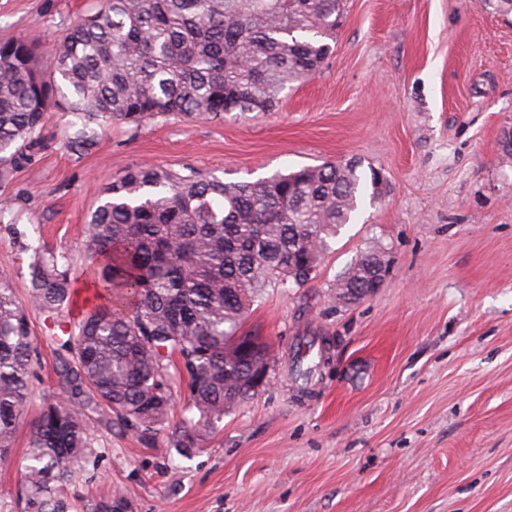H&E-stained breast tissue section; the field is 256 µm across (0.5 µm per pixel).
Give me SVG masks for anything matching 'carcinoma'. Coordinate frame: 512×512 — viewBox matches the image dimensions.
Listing matches in <instances>:
<instances>
[{"label": "carcinoma", "instance_id": "obj_1", "mask_svg": "<svg viewBox=\"0 0 512 512\" xmlns=\"http://www.w3.org/2000/svg\"><path fill=\"white\" fill-rule=\"evenodd\" d=\"M346 0H104L40 54L35 38L0 42V179L53 107L79 116L69 149L95 144L94 124L139 127L163 119L210 121L226 112H273L292 84L332 54ZM378 172L324 162L255 181L137 166L105 189L84 224L92 281L72 326L60 315L80 295L69 259L37 250L25 301L0 280V462L30 399L38 361L28 312L38 311L58 354L66 401L44 406L22 464L23 512H68L64 487L91 452L97 426L155 440L174 396L178 356L188 411L169 448H191L257 391L250 366L225 355L269 286L302 288L330 240L351 223ZM369 251L339 277L372 270ZM129 509L121 489L94 512Z\"/></svg>", "mask_w": 512, "mask_h": 512}]
</instances>
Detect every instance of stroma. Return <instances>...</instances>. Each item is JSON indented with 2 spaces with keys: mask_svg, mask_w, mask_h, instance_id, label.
<instances>
[{
  "mask_svg": "<svg viewBox=\"0 0 512 512\" xmlns=\"http://www.w3.org/2000/svg\"><path fill=\"white\" fill-rule=\"evenodd\" d=\"M98 0H0V40L50 46ZM76 118L50 110L40 150L0 183V276L18 298L32 250L92 273L82 228L132 167L252 181L358 159L384 178L305 287L267 288L241 328L276 349L267 386L202 433L189 456L162 454L188 412L187 374L155 441L116 428L68 485L75 512L121 489L131 512H512V11L498 0H347L336 48L273 112L221 120L104 125L96 146L67 147ZM390 272L358 303L329 296L371 248ZM39 361L0 512H20L19 460L60 391L44 318L30 312ZM329 360L296 381L299 344Z\"/></svg>",
  "mask_w": 512,
  "mask_h": 512,
  "instance_id": "35a3bbf8",
  "label": "stroma"
}]
</instances>
